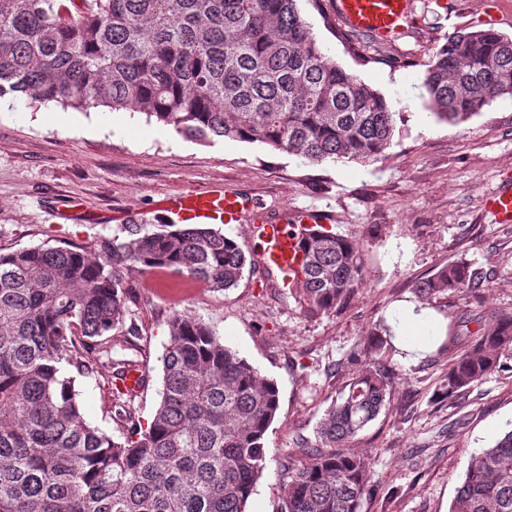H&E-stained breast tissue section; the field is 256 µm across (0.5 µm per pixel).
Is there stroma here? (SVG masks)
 Wrapping results in <instances>:
<instances>
[{
  "label": "stroma",
  "mask_w": 512,
  "mask_h": 512,
  "mask_svg": "<svg viewBox=\"0 0 512 512\" xmlns=\"http://www.w3.org/2000/svg\"><path fill=\"white\" fill-rule=\"evenodd\" d=\"M302 16L337 65L394 103L402 118L378 161L319 165L259 143L229 139L200 145L128 110L86 112L17 100L0 105V252L92 247L120 224H157L163 202L186 188L222 185L242 192L270 217L295 222L325 210L331 228L363 241L365 277L348 305L316 317L294 294L269 287L263 266L235 288L205 289L174 300L149 275L132 271L135 327L115 357L139 360L149 385L135 399L142 421L160 400L159 361L173 311L201 317L279 388V410L265 435L266 467L249 512H277L280 462L297 435L313 436L341 379L333 367L383 321L418 302L414 285L443 265L466 259L490 279L479 297L425 300L439 317L474 309H512V223L482 206L502 171L512 169V100L501 98L464 122L438 120L423 97L429 66L448 37L483 29L512 36V0H413V23L400 38L361 35L343 44L332 0H298ZM76 203L62 212L59 200ZM394 373L390 409L351 443L369 455L379 490L363 512H448L472 452L490 447L512 425V370L488 376L456 402L436 399L444 364L385 355ZM99 376L76 380L86 419L112 431Z\"/></svg>",
  "instance_id": "1"
}]
</instances>
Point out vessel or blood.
<instances>
[{
    "mask_svg": "<svg viewBox=\"0 0 512 512\" xmlns=\"http://www.w3.org/2000/svg\"><path fill=\"white\" fill-rule=\"evenodd\" d=\"M333 12L348 30L380 38L401 34L412 14V0H333ZM483 206L497 223L512 222V175L504 174L498 187L483 200ZM171 224H235L251 215L261 227L262 261L284 275V283L295 287L306 260L305 242L327 223L320 211L301 213L296 224L272 220L242 193L214 186L204 190L186 189L168 198L163 207Z\"/></svg>",
    "mask_w": 512,
    "mask_h": 512,
    "instance_id": "vessel-or-blood-1",
    "label": "vessel or blood"
}]
</instances>
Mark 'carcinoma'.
Here are the masks:
<instances>
[{"label":"carcinoma","mask_w":512,"mask_h":512,"mask_svg":"<svg viewBox=\"0 0 512 512\" xmlns=\"http://www.w3.org/2000/svg\"><path fill=\"white\" fill-rule=\"evenodd\" d=\"M434 115L462 122L512 98V38L493 29L448 38L429 66ZM25 97L79 111L131 110L197 144L260 143L310 164L378 160L400 113L336 65L297 0H0V100ZM295 287L309 316L341 310L364 280L363 245L331 230L307 245ZM260 252L208 224H120L91 248L0 253V512H247L266 467L279 408L262 376L201 318L175 311L159 358L160 401L141 423L120 385L139 371L114 359L134 286L122 273L164 272L235 287ZM487 274L459 259L415 285L418 297L474 294ZM464 344L435 351L452 400L512 361V311L475 310ZM336 370L351 371L316 428L283 457L279 512H362L374 462L345 447L388 409L383 327ZM109 368L119 436L85 418L75 378ZM449 512H512V428L471 455Z\"/></svg>","instance_id":"obj_1"}]
</instances>
